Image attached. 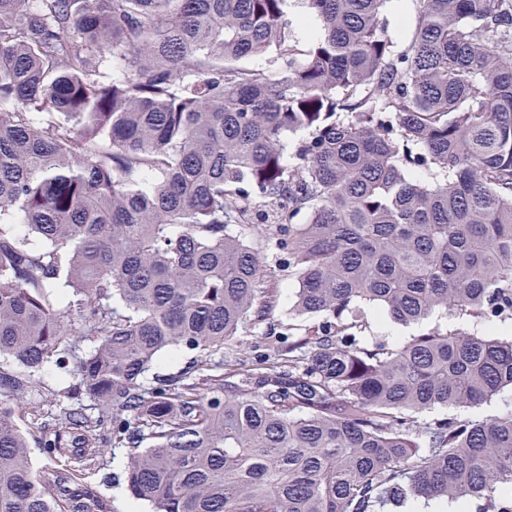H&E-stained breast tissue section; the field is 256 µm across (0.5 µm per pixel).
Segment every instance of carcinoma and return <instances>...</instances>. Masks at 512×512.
<instances>
[{"mask_svg":"<svg viewBox=\"0 0 512 512\" xmlns=\"http://www.w3.org/2000/svg\"><path fill=\"white\" fill-rule=\"evenodd\" d=\"M304 2L297 62L290 0H0V512H108V444L150 512H512V406L472 414L512 390L476 330L512 320V0H414L401 51L387 0ZM272 248L311 319L279 332ZM371 308L452 327L369 342ZM50 362L94 413L37 470L1 397ZM291 6L289 9V19L291 21V33L295 40L297 48L301 51H305L309 41L315 32L319 29L317 22L309 17L307 9L304 4V0H291ZM309 19L307 28H304L301 24L303 18ZM383 11V24L395 50L407 47L416 24L415 6L411 0H387ZM190 354L185 351L166 352L147 375L150 381L156 376L167 377L179 372L189 361Z\"/></svg>","mask_w":512,"mask_h":512,"instance_id":"carcinoma-1","label":"carcinoma"}]
</instances>
